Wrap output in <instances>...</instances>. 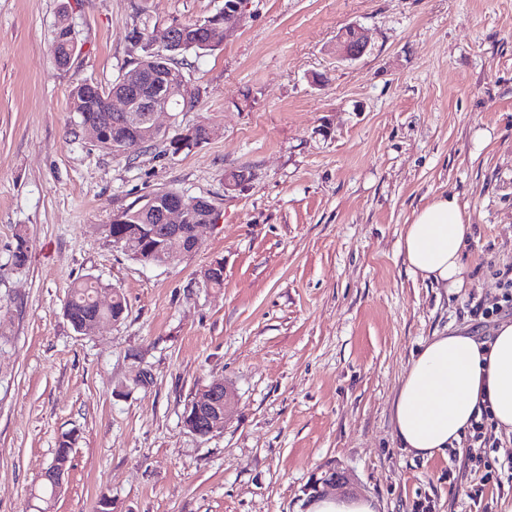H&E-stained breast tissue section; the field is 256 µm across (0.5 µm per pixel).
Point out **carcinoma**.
<instances>
[{
  "instance_id": "cac0c4a2",
  "label": "carcinoma",
  "mask_w": 512,
  "mask_h": 512,
  "mask_svg": "<svg viewBox=\"0 0 512 512\" xmlns=\"http://www.w3.org/2000/svg\"><path fill=\"white\" fill-rule=\"evenodd\" d=\"M198 21H188L182 23L183 31L186 33L187 40L185 46L181 49L171 50L168 46L158 43L154 37L155 29L149 25V19L142 21V31H132L131 38H141L143 54L136 58L132 67L111 86L105 88L94 82H84L75 86L70 92V111L76 115V126L83 128L86 124H98L102 130L112 136V139H123L128 141L127 148L123 151L112 150L114 155L131 156L138 149L149 148L153 146L158 138L145 139L139 136L136 126L130 124L125 119V114L107 112L105 107L108 97L113 91L123 88L127 84H133L139 81L145 73L154 71L160 63H165L166 67L161 69L163 79L160 82V97L163 102L168 104L170 110L178 111L187 107H193L198 100V96L190 95L188 97L176 93L175 88L186 81V76L179 66L178 57L194 53L199 54L209 50V47L193 43L192 35L198 32ZM74 31V26L70 21L67 12H62L56 21L51 52L54 61L68 56V52L74 48L71 44L69 34ZM209 138L208 126L198 124L179 134L175 138V143L168 144L165 153L176 156L185 150H189ZM196 198L188 197L189 219L184 225L185 234H190L194 224H210L215 220V212L211 204L204 200L200 204H195ZM163 198L153 193L143 199L133 203L124 209L120 215L116 216L110 224V237L112 242L120 244L132 259L145 264L156 258L153 249V241L137 237L131 232L135 224H154L156 223V212L162 206ZM10 262L16 267L26 265L29 258V245L26 237L22 233L16 234V244L10 255ZM105 288L101 282L92 279H83L76 281L69 289L68 297L65 302L68 321L73 330L81 335L90 336L94 330V323L97 320H123L126 311L124 297L121 293H115V302L108 307L97 305V296L99 291Z\"/></svg>"
}]
</instances>
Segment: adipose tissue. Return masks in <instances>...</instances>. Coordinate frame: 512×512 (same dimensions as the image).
Masks as SVG:
<instances>
[{
  "label": "adipose tissue",
  "instance_id": "1",
  "mask_svg": "<svg viewBox=\"0 0 512 512\" xmlns=\"http://www.w3.org/2000/svg\"><path fill=\"white\" fill-rule=\"evenodd\" d=\"M471 234L457 195L443 193L415 212L400 252L423 280L459 288ZM486 411L497 434L512 435V323L485 339L463 329L432 336L412 358L392 401L401 448L425 459L459 445Z\"/></svg>",
  "mask_w": 512,
  "mask_h": 512
}]
</instances>
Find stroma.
I'll use <instances>...</instances> for the list:
<instances>
[{
	"label": "stroma",
	"mask_w": 512,
	"mask_h": 512,
	"mask_svg": "<svg viewBox=\"0 0 512 512\" xmlns=\"http://www.w3.org/2000/svg\"><path fill=\"white\" fill-rule=\"evenodd\" d=\"M223 6L0 0V512H37L65 433L76 442L50 512H100L104 496L112 512H306L314 484L384 512H512L511 438L490 424L489 447L468 438L425 460L391 419L432 336L512 321V0H244L223 43L186 60L196 106L157 117L172 135L207 124L208 141L173 157L160 141L130 161L72 133L70 90L119 79L142 18L164 28ZM64 8L78 44L61 68L50 48ZM349 24L369 39L354 61L336 53ZM239 168L249 180L225 189ZM161 189L206 198L217 219L194 252L146 266L109 226ZM447 192L473 231L450 292L400 253L414 211ZM216 260L224 283L204 286ZM81 278L105 283L106 303L120 290L124 320L75 333L64 304ZM212 383L233 406L202 437L183 413Z\"/></svg>",
	"instance_id": "stroma-1"
}]
</instances>
